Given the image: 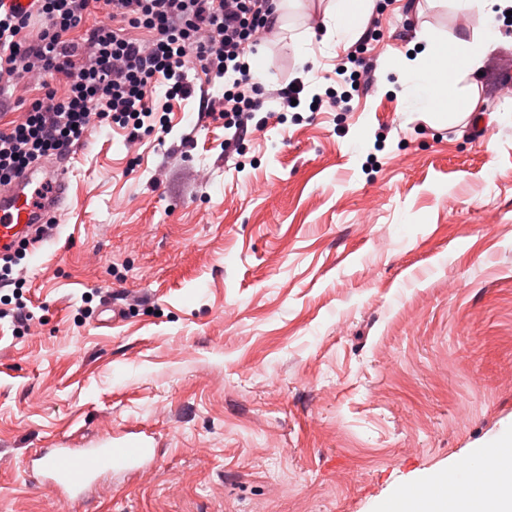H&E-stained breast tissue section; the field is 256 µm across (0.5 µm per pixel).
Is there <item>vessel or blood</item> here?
<instances>
[{
  "label": "vessel or blood",
  "mask_w": 512,
  "mask_h": 512,
  "mask_svg": "<svg viewBox=\"0 0 512 512\" xmlns=\"http://www.w3.org/2000/svg\"><path fill=\"white\" fill-rule=\"evenodd\" d=\"M69 199V182L64 168L31 164L8 189L0 190V254L11 253L18 242L37 248L48 239L60 222V215ZM43 471L52 488H65L84 495L96 489L102 476L112 475L135 480L151 469L155 450L150 441L130 435L105 439L85 448L63 446L46 449ZM504 462L499 457L459 456L452 469L457 485L468 487L473 476H480L481 486L494 488ZM442 492L438 473L421 470L415 485L401 486L389 499L383 512H401L402 503L411 500L414 486Z\"/></svg>",
  "instance_id": "1"
}]
</instances>
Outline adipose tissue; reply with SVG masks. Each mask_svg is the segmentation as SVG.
Listing matches in <instances>:
<instances>
[{
    "mask_svg": "<svg viewBox=\"0 0 512 512\" xmlns=\"http://www.w3.org/2000/svg\"><path fill=\"white\" fill-rule=\"evenodd\" d=\"M461 13H478L486 22L484 36L456 37L443 44L428 30H421L417 42L421 49L407 60L401 74L402 102L407 110L443 108L452 113L459 108L453 95L455 85L464 77H476L486 50L492 45L497 17L505 16L512 0H451ZM374 7V0H329L325 9L327 35L337 43L353 44L361 33L363 20ZM449 503L452 512H512V469L501 477L497 488L487 493L468 491L449 485L444 498H435L429 490H421L406 503L407 512H435L441 503Z\"/></svg>",
    "mask_w": 512,
    "mask_h": 512,
    "instance_id": "1",
    "label": "adipose tissue"
}]
</instances>
